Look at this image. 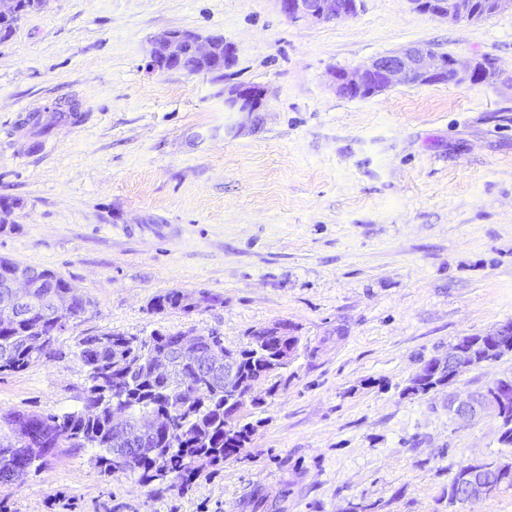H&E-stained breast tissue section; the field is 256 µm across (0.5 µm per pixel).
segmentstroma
<instances>
[{
    "label": "stroma",
    "mask_w": 512,
    "mask_h": 512,
    "mask_svg": "<svg viewBox=\"0 0 512 512\" xmlns=\"http://www.w3.org/2000/svg\"><path fill=\"white\" fill-rule=\"evenodd\" d=\"M223 36L224 79L151 69L165 30ZM409 45L489 59L512 78V11L451 22L412 0L293 22L276 0H48L0 41V257L51 269L90 306L61 359L0 375V416L81 408L79 337L217 331L230 348L286 320L288 380L250 420L241 462L185 492L105 474L96 451L0 489L10 512H448L459 463L507 458L490 414L448 397L512 376V355L406 394L423 361L512 323V88L407 85L363 99L330 74ZM268 91L254 126L226 86ZM78 102L81 121L28 117ZM179 289L220 296L151 313Z\"/></svg>",
    "instance_id": "35a3bbf8"
}]
</instances>
